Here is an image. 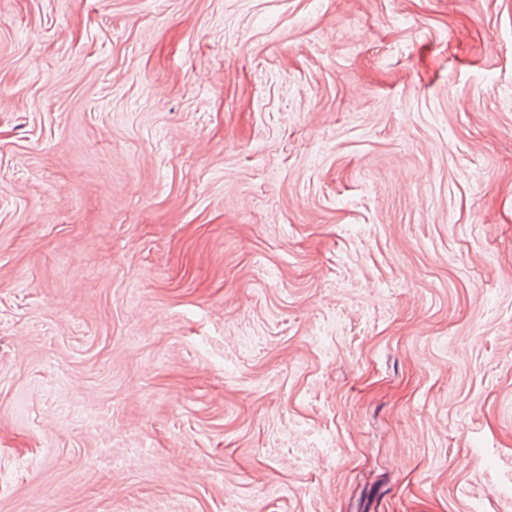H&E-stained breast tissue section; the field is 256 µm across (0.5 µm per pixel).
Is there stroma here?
Here are the masks:
<instances>
[{
	"label": "stroma",
	"mask_w": 512,
	"mask_h": 512,
	"mask_svg": "<svg viewBox=\"0 0 512 512\" xmlns=\"http://www.w3.org/2000/svg\"><path fill=\"white\" fill-rule=\"evenodd\" d=\"M0 512H512V0H0Z\"/></svg>",
	"instance_id": "1"
}]
</instances>
